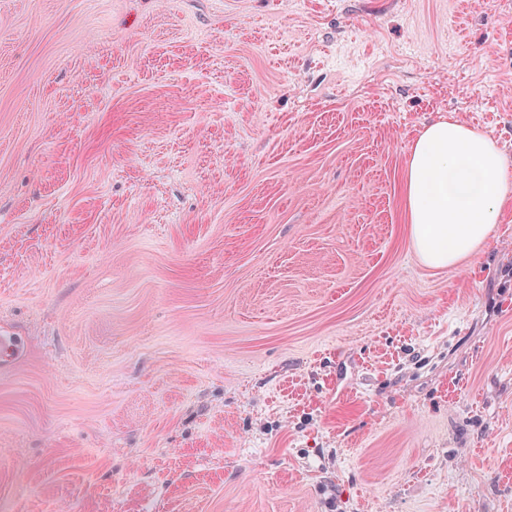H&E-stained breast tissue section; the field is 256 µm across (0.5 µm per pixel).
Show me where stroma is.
Here are the masks:
<instances>
[{
  "label": "stroma",
  "instance_id": "35a3bbf8",
  "mask_svg": "<svg viewBox=\"0 0 512 512\" xmlns=\"http://www.w3.org/2000/svg\"><path fill=\"white\" fill-rule=\"evenodd\" d=\"M448 117L512 161V0H0V512H512V204L405 222Z\"/></svg>",
  "mask_w": 512,
  "mask_h": 512
}]
</instances>
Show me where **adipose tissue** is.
I'll return each instance as SVG.
<instances>
[{"label": "adipose tissue", "mask_w": 512, "mask_h": 512, "mask_svg": "<svg viewBox=\"0 0 512 512\" xmlns=\"http://www.w3.org/2000/svg\"><path fill=\"white\" fill-rule=\"evenodd\" d=\"M507 160L484 135L438 119L411 148L403 194L410 243L429 266L446 268L488 240L507 202Z\"/></svg>", "instance_id": "1"}]
</instances>
